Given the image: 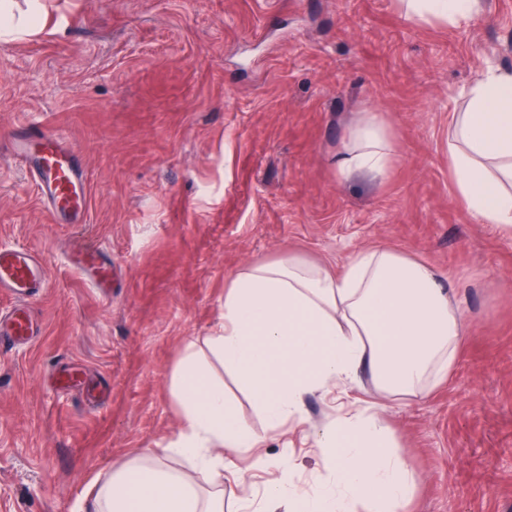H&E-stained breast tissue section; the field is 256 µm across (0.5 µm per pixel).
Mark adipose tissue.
I'll list each match as a JSON object with an SVG mask.
<instances>
[{
    "label": "adipose tissue",
    "instance_id": "obj_1",
    "mask_svg": "<svg viewBox=\"0 0 512 512\" xmlns=\"http://www.w3.org/2000/svg\"><path fill=\"white\" fill-rule=\"evenodd\" d=\"M416 23L458 26L480 16V0H398ZM46 23L38 0L26 16L0 0V40ZM465 111L448 130V164L459 199L479 224L512 231V72L487 68L464 92ZM394 134L381 113L359 112L336 150V174L386 177ZM462 298L433 266L379 245L355 252L342 270L286 253L235 273L203 345L187 342L172 384L181 426L169 452L194 470L185 477L164 454L137 458L96 482L92 512H224V486L239 488L240 512H403L411 474L398 435L368 409L306 426L307 397L368 375L379 396L423 397L442 382L464 339ZM215 359L252 398L265 422L253 431L211 377ZM301 426L322 455L317 487L296 483L265 436ZM249 461L248 468L236 465ZM269 472L261 497L249 473Z\"/></svg>",
    "mask_w": 512,
    "mask_h": 512
}]
</instances>
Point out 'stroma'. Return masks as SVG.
<instances>
[{
  "label": "stroma",
  "instance_id": "stroma-1",
  "mask_svg": "<svg viewBox=\"0 0 512 512\" xmlns=\"http://www.w3.org/2000/svg\"><path fill=\"white\" fill-rule=\"evenodd\" d=\"M48 25L0 43V246L48 282L31 344L0 351V512H83L95 480L175 438L172 374L229 278L285 251L341 269L403 249L462 286L465 337L445 382L380 401L413 475L406 512H512V234L455 195L448 127L487 65L512 70V0L457 27L396 0H45ZM396 137L388 178L336 176L352 113ZM84 157L86 223L53 224L11 133L32 121ZM112 257L102 293L71 243ZM81 381L62 390L58 374ZM369 377L308 397L319 424L375 400ZM300 483L325 474L301 430L269 436Z\"/></svg>",
  "mask_w": 512,
  "mask_h": 512
}]
</instances>
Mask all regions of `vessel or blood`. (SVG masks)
<instances>
[{
  "mask_svg": "<svg viewBox=\"0 0 512 512\" xmlns=\"http://www.w3.org/2000/svg\"><path fill=\"white\" fill-rule=\"evenodd\" d=\"M9 154L32 173L52 222L75 224L86 217L90 188L77 149L57 133L32 123L12 138ZM69 257L72 266L95 288L103 292L111 288L112 263L104 249L83 245L73 249ZM46 282V268L37 254L0 246V293L14 300L10 309L0 313V350L27 344L36 336L30 301Z\"/></svg>",
  "mask_w": 512,
  "mask_h": 512,
  "instance_id": "obj_1",
  "label": "vessel or blood"
}]
</instances>
